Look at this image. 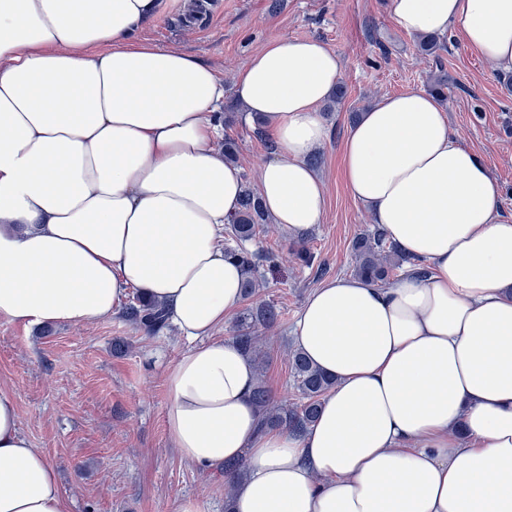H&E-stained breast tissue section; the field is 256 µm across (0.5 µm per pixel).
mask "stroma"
Returning a JSON list of instances; mask_svg holds the SVG:
<instances>
[{"mask_svg":"<svg viewBox=\"0 0 512 512\" xmlns=\"http://www.w3.org/2000/svg\"><path fill=\"white\" fill-rule=\"evenodd\" d=\"M193 6L174 5L136 32L141 42L175 50L208 65L234 96L236 72L265 44L316 39L336 52L346 96L326 103L320 117L328 140L316 171L326 191L321 224L305 236L312 268L290 260L296 237L269 225L249 241L265 254L258 298L280 311L264 330V381L275 400L296 398L288 354L292 329L310 293L324 281L349 276L354 238L374 224L342 177V151L351 117L376 99L425 91L437 69L449 77L443 107L462 145L478 152L502 185L499 208L512 215V86L454 33L438 57L420 55L417 36L392 19L388 0H213L206 19ZM227 127L240 147L239 168L257 181L273 154L267 136L245 111ZM122 340L128 351L112 352ZM190 345L175 329L149 336L114 315L91 323L23 326L0 317V390L16 400L20 429L55 467L71 512H224V475L204 473L173 448L165 423L163 375Z\"/></svg>","mask_w":512,"mask_h":512,"instance_id":"stroma-1","label":"stroma"}]
</instances>
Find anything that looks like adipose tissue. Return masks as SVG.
I'll list each match as a JSON object with an SVG mask.
<instances>
[{"instance_id":"obj_1","label":"adipose tissue","mask_w":512,"mask_h":512,"mask_svg":"<svg viewBox=\"0 0 512 512\" xmlns=\"http://www.w3.org/2000/svg\"><path fill=\"white\" fill-rule=\"evenodd\" d=\"M177 0H0V317H111L157 300L192 345L165 371L166 427L187 463L223 471L233 512H512V216L434 95L360 112L344 143L351 197L427 265L386 288L331 279L296 347L335 380L303 433L262 429L251 357L215 331L243 305L224 225L241 171L215 145L212 69L135 40ZM412 35L455 30L512 73V0H389ZM342 77L314 39H278L234 79L276 152L259 169L274 224L322 220L309 163ZM243 465V479L230 468ZM0 512H70L54 468L0 391Z\"/></svg>"}]
</instances>
